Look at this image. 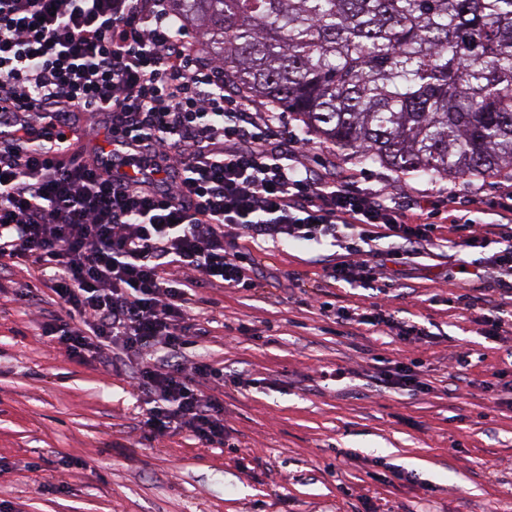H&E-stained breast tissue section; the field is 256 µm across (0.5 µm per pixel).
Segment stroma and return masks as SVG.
I'll use <instances>...</instances> for the list:
<instances>
[{
    "label": "stroma",
    "mask_w": 512,
    "mask_h": 512,
    "mask_svg": "<svg viewBox=\"0 0 512 512\" xmlns=\"http://www.w3.org/2000/svg\"><path fill=\"white\" fill-rule=\"evenodd\" d=\"M277 135L307 138L312 175L423 191L431 245L387 264L375 294L330 281L346 257L332 240L239 239L257 285L197 289L191 315L204 334L182 356L224 372L199 382L224 407L220 445L174 429L146 439L129 373L71 360L43 333L61 306L40 272L0 269V512H512V334L483 336L450 307L481 288L458 271L481 253L447 243L448 217L485 222L512 182L404 177L292 119ZM24 288L33 303L17 300ZM374 301L427 337L337 317ZM406 358L421 361L422 389L387 388L378 361Z\"/></svg>",
    "instance_id": "obj_1"
}]
</instances>
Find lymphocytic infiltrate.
Instances as JSON below:
<instances>
[{
    "mask_svg": "<svg viewBox=\"0 0 512 512\" xmlns=\"http://www.w3.org/2000/svg\"><path fill=\"white\" fill-rule=\"evenodd\" d=\"M82 115L105 117L110 141L134 144L140 178L101 173L97 155L76 150ZM279 119L174 32L169 0H0V259L48 271L65 315L45 332L70 358L108 371L118 354L136 358L151 433L224 441V409L196 385L213 369L179 357L196 288L255 287L239 238L343 243L350 258L329 278L370 289L380 271L366 243L393 239L384 257L394 263L399 246L432 240L433 225L388 191L313 179L306 141L272 143ZM493 214L460 245L485 250L483 273L512 278V204ZM495 237L510 245L491 254ZM342 317L406 340L425 334L378 304ZM160 348L163 363L152 357Z\"/></svg>",
    "mask_w": 512,
    "mask_h": 512,
    "instance_id": "obj_1",
    "label": "lymphocytic infiltrate"
}]
</instances>
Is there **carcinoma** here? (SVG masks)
<instances>
[{
    "mask_svg": "<svg viewBox=\"0 0 512 512\" xmlns=\"http://www.w3.org/2000/svg\"><path fill=\"white\" fill-rule=\"evenodd\" d=\"M249 99L364 163L512 176V0H170Z\"/></svg>",
    "mask_w": 512,
    "mask_h": 512,
    "instance_id": "1",
    "label": "carcinoma"
}]
</instances>
